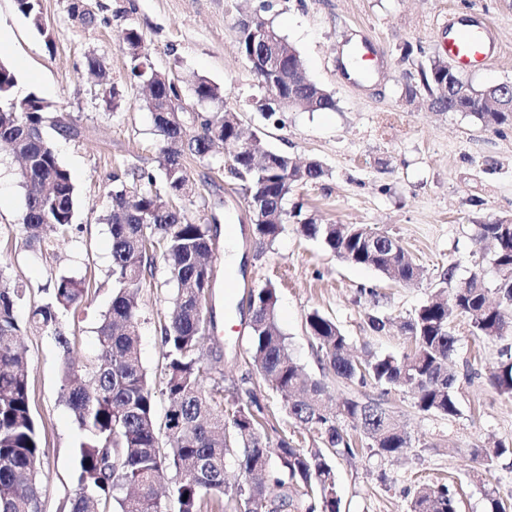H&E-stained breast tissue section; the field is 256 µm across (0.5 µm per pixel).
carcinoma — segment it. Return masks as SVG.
Returning a JSON list of instances; mask_svg holds the SVG:
<instances>
[{
    "label": "carcinoma",
    "instance_id": "cac0c4a2",
    "mask_svg": "<svg viewBox=\"0 0 512 512\" xmlns=\"http://www.w3.org/2000/svg\"><path fill=\"white\" fill-rule=\"evenodd\" d=\"M19 12L39 34H46L34 0H16ZM252 35L236 31L238 52L243 58L263 61L274 58L279 69L275 86L285 96L301 100L299 108L322 112L336 107L333 96L299 73L297 48L277 32L268 20ZM131 74L138 81H151L145 107L157 113L155 131L162 141V184L153 174L118 169L112 174V207L103 221L112 236V305L97 330L95 355L81 366L65 361L60 398L71 410L85 438L76 458L77 489L71 512H168L160 501L157 485L175 477L174 512H341L333 460L359 452L351 431L365 438L367 448L378 456L400 454L410 447V438L398 429L395 416L379 400L364 402L346 397L339 408L326 399L325 385L301 373L288 354V337L279 325L277 296L267 285L253 290L252 360L263 380L291 407L288 416L314 436L313 446L297 448L288 437L271 442L258 401L237 405L224 420L217 404L221 391L207 386L201 368V341L209 331L198 297L211 283V236L207 225L189 218L179 204L183 200L179 179L186 155L203 159L208 146L219 140L232 144L241 127L225 120L223 94L204 77L194 82L199 103L212 106L206 113L166 112L168 100L178 97L172 79L152 72L141 73L144 37L135 27L125 30ZM420 83L408 85L405 96L413 99L425 92L446 111L465 112L486 129L509 123V115L496 108L501 102L494 86L472 87L473 94L457 99L452 92L463 81L448 72V62L430 59L419 70ZM18 77L11 65L0 60V149L30 162L23 189L26 209L21 218L25 242L48 250L59 237L72 231L76 187L50 142L44 137L45 114L50 104L29 94L14 95ZM288 155L269 150L256 139L253 154L231 158L232 174L243 182L251 199L263 198L269 219L258 227L261 243L272 245L293 221L302 236L316 240L328 251L344 250L350 263L372 268L395 282H409L420 275L418 266L390 234L366 225L343 229L319 224L303 211L289 210L288 199L300 184L321 179V164L310 162L295 168L293 175L279 169ZM140 182L138 199L126 196L128 178ZM480 240L492 262L512 274V224L499 221L478 225ZM162 263L168 282L175 285L170 319L162 326L165 360L161 393L167 397L165 429L170 446L161 449L155 418L156 391L139 352L141 308L140 284ZM90 283L60 275L51 281L50 301L33 307L27 323H21L15 306L22 294L3 284L0 272V512H34L42 507L43 487L38 468L45 451L30 404L28 363L19 343L30 330L55 337L63 350L69 342L62 318L83 302ZM498 301L485 306L490 292ZM463 317L476 336L512 332V278L487 287L479 272L458 283L448 299L427 301L401 322V329L414 343L409 354L386 355L357 362L348 354L349 341L336 322L317 311L306 318L307 329L326 369L345 385L364 387L371 382L388 392L406 387L414 407L424 413L454 417L455 373L450 361L456 338L451 322ZM502 395L512 397V357L502 362L490 379ZM235 453L240 483L229 488L224 479L226 455ZM505 449L474 448L470 460L476 476L490 471ZM410 512H457L455 492L447 486L418 488Z\"/></svg>",
    "mask_w": 512,
    "mask_h": 512
}]
</instances>
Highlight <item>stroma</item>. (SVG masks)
<instances>
[{
    "label": "stroma",
    "mask_w": 512,
    "mask_h": 512,
    "mask_svg": "<svg viewBox=\"0 0 512 512\" xmlns=\"http://www.w3.org/2000/svg\"><path fill=\"white\" fill-rule=\"evenodd\" d=\"M261 0H84L94 17L87 23L69 13L70 0H37L47 29L38 34L18 12L15 0H0V24L13 33L0 45L16 70L17 91L36 94L51 105L44 132L78 191L74 230L53 251L26 246L19 235L25 192L18 163L0 150V271L24 298L16 308L27 321L32 305L48 301L52 275L90 278L88 296L69 324V351L54 337L23 338L30 369L31 410L45 456L40 478L43 512H70L77 488L75 455L85 434L60 399L63 359L81 364L96 351V328L112 301V238L106 213L112 171L124 167L158 172L161 140L144 107L145 89L131 76L123 42L128 26L145 37L155 69L181 88L187 109L197 102L195 77L222 87L227 108L245 131L260 133L268 146L299 161L319 162L325 174L296 190L294 202L324 224H365L388 232L408 250L424 273L403 284L379 272L345 262L318 242L286 225L273 246L253 233L241 182L230 172L223 148L205 159L190 156L186 171L195 193L186 209L195 221L213 224L217 236L211 264L216 275L212 307L215 329L205 338L202 366L207 385L222 389L224 403L257 399L273 425L271 439L285 435L300 446L312 433L288 418L281 398L263 382L250 357V290L272 285L278 320L293 359L328 395L341 401L346 386L322 371L306 317L319 311L348 336L358 361L409 351L397 327L438 289L481 271L497 280L478 238L488 220H512V125L484 129L472 116L430 108L425 97L408 100L407 84L421 66L444 56L449 19H488L500 52L492 63L460 69L474 86L512 82V0H268L264 13L297 48L308 77L333 96L323 112L283 109L266 116L256 104L265 90L235 47L236 25ZM96 58L121 95L117 110H106L102 90L88 71ZM76 134L59 135L54 120ZM233 225L245 259L231 272L224 264L225 225ZM451 281H442L446 270ZM164 267H156L139 291L141 362L151 382L164 366L161 325L170 311L171 288ZM394 318L377 333L368 317ZM453 368L459 413H423L403 388L382 391L369 385L360 398L383 400L411 438L397 458L360 451L335 462L342 512H408L420 484L450 486L459 512H491L492 499L512 502V397L499 394L488 377L512 356V332L498 338L475 336L469 323L454 320ZM502 444L485 479L473 477L471 449Z\"/></svg>",
    "instance_id": "1"
}]
</instances>
